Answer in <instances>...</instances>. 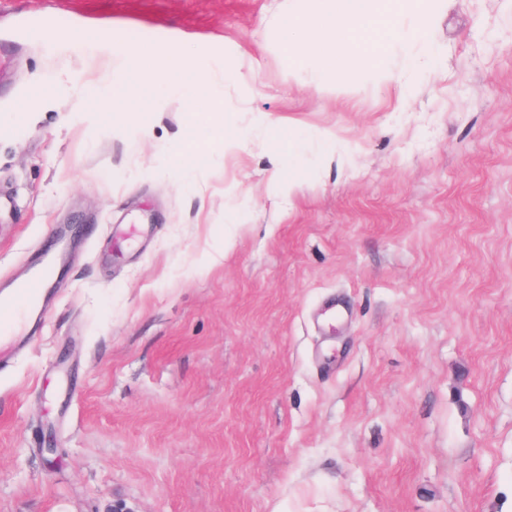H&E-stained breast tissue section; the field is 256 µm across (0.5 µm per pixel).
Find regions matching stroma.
Here are the masks:
<instances>
[{"label": "stroma", "mask_w": 512, "mask_h": 512, "mask_svg": "<svg viewBox=\"0 0 512 512\" xmlns=\"http://www.w3.org/2000/svg\"><path fill=\"white\" fill-rule=\"evenodd\" d=\"M318 5L0 0V288L81 227L0 365V512H512V0L404 13L390 81L323 84L282 27ZM75 30L223 60L246 147L176 95L96 123ZM415 6L416 21L411 31L412 39L419 38L429 28L435 6L440 0H424Z\"/></svg>", "instance_id": "obj_1"}]
</instances>
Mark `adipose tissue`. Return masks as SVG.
Listing matches in <instances>:
<instances>
[{
	"label": "adipose tissue",
	"instance_id": "1",
	"mask_svg": "<svg viewBox=\"0 0 512 512\" xmlns=\"http://www.w3.org/2000/svg\"><path fill=\"white\" fill-rule=\"evenodd\" d=\"M333 6L323 17L286 26L287 43L292 51L316 47L321 54L319 77L344 79L361 69L376 78L387 79L374 54L369 52L364 35L375 22V0H332ZM121 65L134 72L129 87L115 88L98 96L94 107L102 124L112 127H136V111L145 109L148 100L163 91L182 96L188 105L198 100L221 103L228 73L223 63L202 65L192 49L163 56L149 70H142L136 59L123 58Z\"/></svg>",
	"mask_w": 512,
	"mask_h": 512
}]
</instances>
